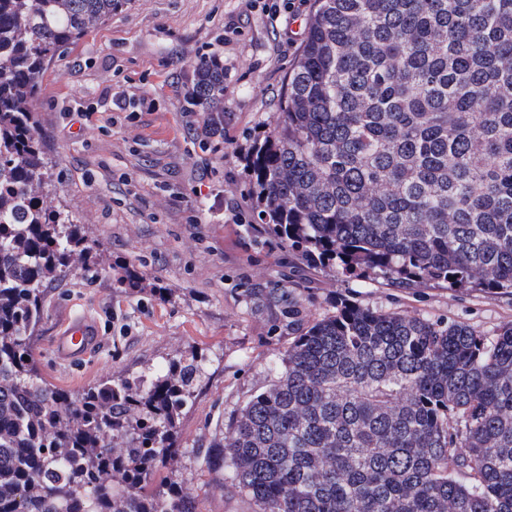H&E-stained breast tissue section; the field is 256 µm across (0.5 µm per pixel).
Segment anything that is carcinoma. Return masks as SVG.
<instances>
[{
  "label": "carcinoma",
  "mask_w": 512,
  "mask_h": 512,
  "mask_svg": "<svg viewBox=\"0 0 512 512\" xmlns=\"http://www.w3.org/2000/svg\"><path fill=\"white\" fill-rule=\"evenodd\" d=\"M122 0H0V512H197L167 468L207 379L194 354L77 394L30 340L45 288L98 261L50 204L49 62ZM194 105L224 123V63ZM246 165L264 231L400 290L512 297V0H314L279 115ZM291 342L212 470L258 512H512V323L254 288Z\"/></svg>",
  "instance_id": "carcinoma-1"
}]
</instances>
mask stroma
I'll return each instance as SVG.
<instances>
[{"instance_id": "35a3bbf8", "label": "stroma", "mask_w": 512, "mask_h": 512, "mask_svg": "<svg viewBox=\"0 0 512 512\" xmlns=\"http://www.w3.org/2000/svg\"><path fill=\"white\" fill-rule=\"evenodd\" d=\"M311 15L281 14L270 23L245 0H126L110 22L62 50L48 66L36 103L53 160L54 206L84 225L101 265H76L50 288L31 346L43 375L76 393L109 376L138 375L176 354L203 358L210 378L185 411L174 463L198 512H255L247 498L221 490L203 449L216 446L243 404L268 381L267 365L288 347L263 300L250 289L286 288L308 298L310 316L337 298L383 311L463 322L494 336L512 322V299L445 288L400 291L346 278L299 260L252 219L244 157L276 118L285 77ZM219 52L224 61V130L212 135L206 113L187 112L179 87L194 62ZM130 109L116 112L113 98ZM93 123L83 126L78 113ZM208 189L196 191L199 176ZM142 286H122L121 266ZM86 315L103 346L71 365L52 353L65 320Z\"/></svg>"}]
</instances>
